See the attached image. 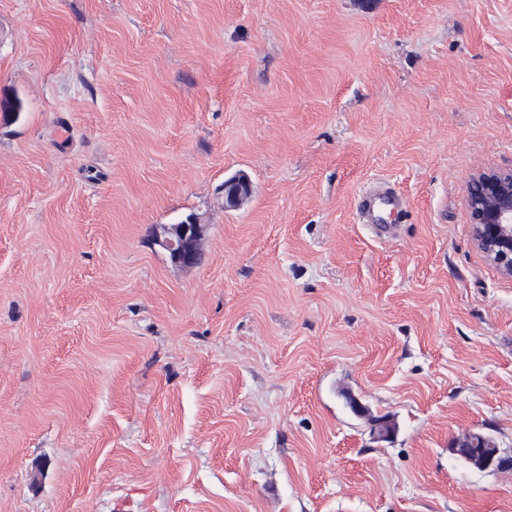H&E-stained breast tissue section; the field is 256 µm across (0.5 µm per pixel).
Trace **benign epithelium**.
Returning <instances> with one entry per match:
<instances>
[{
    "mask_svg": "<svg viewBox=\"0 0 512 512\" xmlns=\"http://www.w3.org/2000/svg\"><path fill=\"white\" fill-rule=\"evenodd\" d=\"M250 193L246 177L224 181V198L229 206L238 205ZM467 207L477 246L505 275L512 277V169L482 171L469 182ZM203 225L194 215L170 224L157 244L168 253L172 262L192 267L199 261V241ZM394 433L390 420H372L373 438L387 441ZM465 438L455 440L449 452L478 470L500 468L506 458L500 450L478 455L464 446Z\"/></svg>",
    "mask_w": 512,
    "mask_h": 512,
    "instance_id": "obj_1",
    "label": "benign epithelium"
}]
</instances>
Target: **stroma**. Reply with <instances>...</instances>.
<instances>
[{
	"instance_id": "1",
	"label": "stroma",
	"mask_w": 512,
	"mask_h": 512,
	"mask_svg": "<svg viewBox=\"0 0 512 512\" xmlns=\"http://www.w3.org/2000/svg\"><path fill=\"white\" fill-rule=\"evenodd\" d=\"M0 98V512H512V0H0ZM467 207L477 246L504 275L512 277V169L474 174ZM250 193V184L245 176H237L224 182V198L229 206H237ZM397 213L402 218L406 212L404 199L391 187L380 185L366 191L358 202V215L362 224L375 228L382 221V213ZM202 232L203 225L196 216L190 215L176 224L168 225L163 237L157 239V244L168 253L172 262L192 267L199 261ZM471 435H477L476 437H473L470 441V448H465L463 442L465 441L467 436ZM491 437L488 434L482 433V432H469L465 434L463 437L458 438L455 440L450 447L448 448L449 452L461 459L467 462L469 465H471L473 468H476L478 470H486L490 468H500L505 465L506 459L501 455L500 448H496L495 451H492V448H495L493 446V443L491 440H488L486 438ZM471 448H473L474 453L484 454V455H478L471 452ZM491 452L489 454H485Z\"/></svg>"
}]
</instances>
